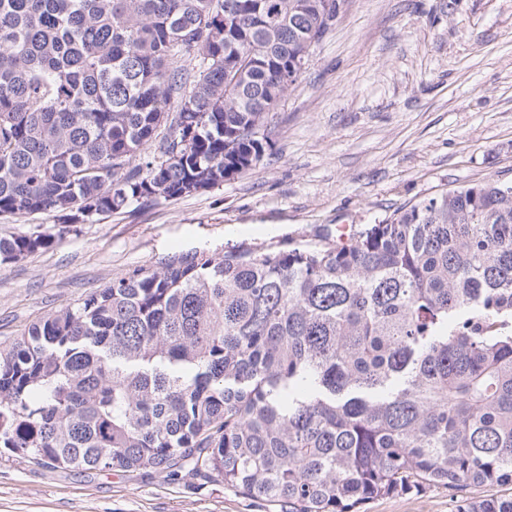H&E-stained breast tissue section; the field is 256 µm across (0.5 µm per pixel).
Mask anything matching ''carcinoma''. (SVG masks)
Wrapping results in <instances>:
<instances>
[{
    "mask_svg": "<svg viewBox=\"0 0 512 512\" xmlns=\"http://www.w3.org/2000/svg\"><path fill=\"white\" fill-rule=\"evenodd\" d=\"M336 0H0V264L240 177ZM280 512L512 485V185L341 238L172 255L0 345V452ZM457 512H512L511 498ZM37 225L57 230L63 223L55 213L0 215V237L28 232Z\"/></svg>",
    "mask_w": 512,
    "mask_h": 512,
    "instance_id": "obj_1",
    "label": "carcinoma"
}]
</instances>
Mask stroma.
<instances>
[{
    "instance_id": "stroma-1",
    "label": "stroma",
    "mask_w": 512,
    "mask_h": 512,
    "mask_svg": "<svg viewBox=\"0 0 512 512\" xmlns=\"http://www.w3.org/2000/svg\"><path fill=\"white\" fill-rule=\"evenodd\" d=\"M273 149L207 191L62 229L0 215V237L58 229L0 265V342L164 256L317 243L469 184L512 183V0H346L271 120ZM447 489L364 512H455ZM0 512H275L223 483L81 471L0 455Z\"/></svg>"
}]
</instances>
